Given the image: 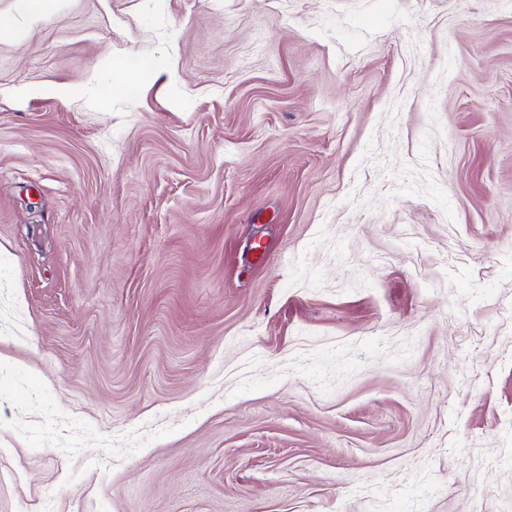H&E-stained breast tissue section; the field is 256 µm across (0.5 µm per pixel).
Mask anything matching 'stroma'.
<instances>
[{
	"label": "stroma",
	"mask_w": 512,
	"mask_h": 512,
	"mask_svg": "<svg viewBox=\"0 0 512 512\" xmlns=\"http://www.w3.org/2000/svg\"><path fill=\"white\" fill-rule=\"evenodd\" d=\"M1 16L0 512H512V0Z\"/></svg>",
	"instance_id": "obj_1"
}]
</instances>
